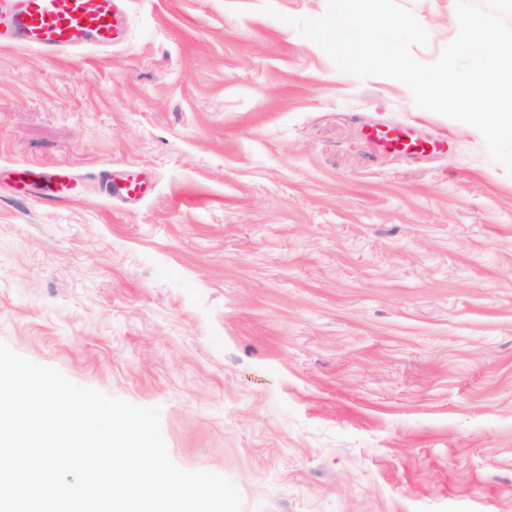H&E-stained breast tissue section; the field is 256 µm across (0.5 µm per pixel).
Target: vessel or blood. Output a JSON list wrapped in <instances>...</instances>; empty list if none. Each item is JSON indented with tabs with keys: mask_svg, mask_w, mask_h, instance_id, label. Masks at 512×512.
<instances>
[{
	"mask_svg": "<svg viewBox=\"0 0 512 512\" xmlns=\"http://www.w3.org/2000/svg\"><path fill=\"white\" fill-rule=\"evenodd\" d=\"M128 15L124 0H0V47H20L58 58L98 53L124 42ZM366 142L392 155H424L435 145L403 127H368ZM52 197H65L73 182L57 170L38 171Z\"/></svg>",
	"mask_w": 512,
	"mask_h": 512,
	"instance_id": "vessel-or-blood-1",
	"label": "vessel or blood"
}]
</instances>
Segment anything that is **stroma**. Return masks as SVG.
<instances>
[{
  "label": "stroma",
  "mask_w": 512,
  "mask_h": 512,
  "mask_svg": "<svg viewBox=\"0 0 512 512\" xmlns=\"http://www.w3.org/2000/svg\"><path fill=\"white\" fill-rule=\"evenodd\" d=\"M126 0L125 42L0 47V342L161 411L243 512H512V176L287 17ZM455 39V0H398ZM447 139L389 157L365 126ZM76 180L51 202L16 171ZM141 176L139 201L107 180Z\"/></svg>",
  "instance_id": "35a3bbf8"
}]
</instances>
